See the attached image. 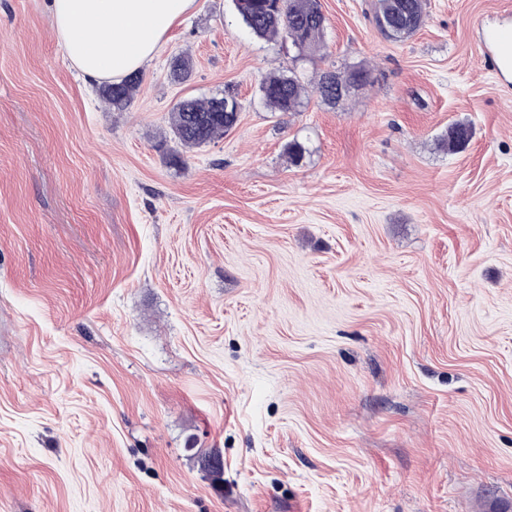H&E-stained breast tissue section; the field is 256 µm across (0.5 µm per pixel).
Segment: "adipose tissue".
I'll return each instance as SVG.
<instances>
[{
	"label": "adipose tissue",
	"mask_w": 512,
	"mask_h": 512,
	"mask_svg": "<svg viewBox=\"0 0 512 512\" xmlns=\"http://www.w3.org/2000/svg\"><path fill=\"white\" fill-rule=\"evenodd\" d=\"M195 0H50L56 37L87 79L121 80L151 61Z\"/></svg>",
	"instance_id": "1"
}]
</instances>
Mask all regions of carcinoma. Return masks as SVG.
<instances>
[{"mask_svg": "<svg viewBox=\"0 0 512 512\" xmlns=\"http://www.w3.org/2000/svg\"><path fill=\"white\" fill-rule=\"evenodd\" d=\"M242 20L252 33L261 38L286 37L302 50L312 53L321 48L325 17L318 0H281L276 8L268 0H245ZM378 12L390 15L392 29L388 38L402 41L419 29L424 19V0H379ZM336 74L320 75L314 90L323 101L336 103ZM138 80L132 76L118 84L100 88L101 97L122 111L130 104ZM263 98L275 112H297L302 104L304 88L297 78L272 75L261 87ZM239 113L220 112L215 98L205 100L189 98L180 101L171 113L170 127L180 145L201 146L224 136L237 123ZM470 127L456 124L448 131L445 146L450 151L459 150L469 142Z\"/></svg>", "mask_w": 512, "mask_h": 512, "instance_id": "cac0c4a2", "label": "carcinoma"}]
</instances>
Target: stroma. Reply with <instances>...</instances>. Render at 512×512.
I'll return each instance as SVG.
<instances>
[{
	"mask_svg": "<svg viewBox=\"0 0 512 512\" xmlns=\"http://www.w3.org/2000/svg\"><path fill=\"white\" fill-rule=\"evenodd\" d=\"M48 2L0 0V512L512 494V84L471 28L512 21V0H425L400 42L376 0H318L312 55L196 0L120 112ZM357 66L369 83L336 105L262 97L271 75ZM222 94L236 126L180 147L176 104ZM458 123L472 138L446 150Z\"/></svg>",
	"mask_w": 512,
	"mask_h": 512,
	"instance_id": "stroma-1",
	"label": "stroma"
}]
</instances>
